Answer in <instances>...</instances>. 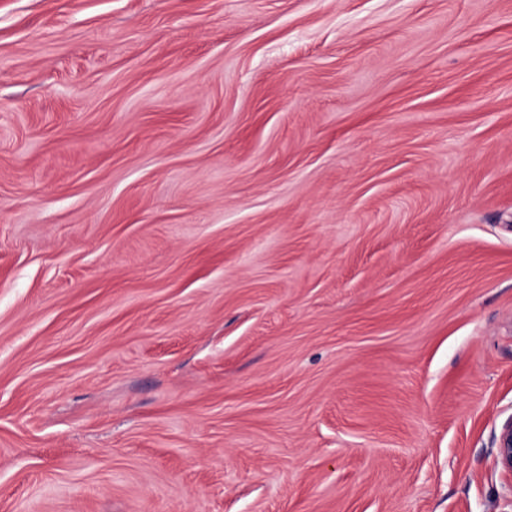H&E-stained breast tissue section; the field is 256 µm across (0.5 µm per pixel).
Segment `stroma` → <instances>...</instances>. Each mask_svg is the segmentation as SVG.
Masks as SVG:
<instances>
[{
  "label": "stroma",
  "mask_w": 512,
  "mask_h": 512,
  "mask_svg": "<svg viewBox=\"0 0 512 512\" xmlns=\"http://www.w3.org/2000/svg\"><path fill=\"white\" fill-rule=\"evenodd\" d=\"M512 0H0V512H512Z\"/></svg>",
  "instance_id": "1"
}]
</instances>
